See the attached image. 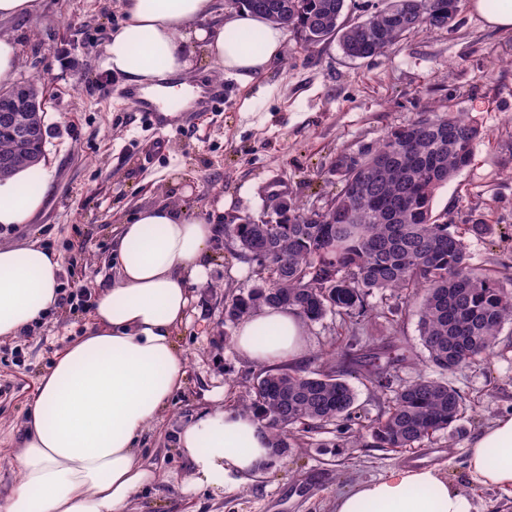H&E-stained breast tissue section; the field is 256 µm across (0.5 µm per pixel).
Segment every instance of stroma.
Wrapping results in <instances>:
<instances>
[{
  "label": "stroma",
  "mask_w": 512,
  "mask_h": 512,
  "mask_svg": "<svg viewBox=\"0 0 512 512\" xmlns=\"http://www.w3.org/2000/svg\"><path fill=\"white\" fill-rule=\"evenodd\" d=\"M470 2L460 0L448 29L410 37L373 59L349 60L333 40L307 51L286 39L282 59L253 82L218 75L223 100L195 113L190 126L159 135L128 103L123 79L107 76L102 65L104 45L124 19L121 0H39L32 15L0 21V32L19 43L17 81L37 80L44 91L50 178L42 210L5 233V241L53 249L63 288L87 295L111 283L112 240L137 208L172 202L210 223L231 215L272 222L273 179L287 184L285 200L320 206L339 189L330 171L337 151L375 141L434 104L468 116L483 135L470 164L437 191L433 211L451 213L471 264L512 277V32L487 27ZM159 136L164 152L144 162V150ZM476 221L488 224L490 234L470 233ZM252 269L227 236L216 240L208 281L195 286V311L174 338L187 357L185 384L145 437L143 452L159 478L137 494L131 512H336L340 494L417 455L462 488L471 512H512V493L480 484L466 466L469 443L512 413V324L504 326L490 363L440 373L467 410L419 446L341 448L336 433L315 434L240 487L187 490L192 464L175 446L177 432L214 409L219 391L242 395L259 371L235 351L236 328L224 323L226 300L251 288ZM88 313V305L63 301L27 335L0 342L1 490L15 479L13 436L36 381L55 353L81 336ZM392 332L423 356L416 313L397 328L381 316L357 323L329 315L308 325L304 365L330 355L353 386L357 409L376 415L387 409L388 396L363 384L342 350L348 339Z\"/></svg>",
  "instance_id": "35a3bbf8"
}]
</instances>
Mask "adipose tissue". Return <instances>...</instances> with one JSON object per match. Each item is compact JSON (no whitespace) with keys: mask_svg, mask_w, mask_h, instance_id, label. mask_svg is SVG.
<instances>
[{"mask_svg":"<svg viewBox=\"0 0 512 512\" xmlns=\"http://www.w3.org/2000/svg\"><path fill=\"white\" fill-rule=\"evenodd\" d=\"M123 12L103 65L156 100L192 95L197 70L185 43L201 44L213 68L244 86L283 55L277 26L244 8L214 22L216 0H123ZM249 32L260 33L259 45L243 41ZM47 178L38 167L0 181V230L40 212ZM221 231L174 204L142 208L123 223L112 242V282L95 290L84 334L38 379L12 457L19 480L0 496V512H129L152 483L142 439L184 383L186 360L173 337ZM59 273L58 255L40 243L0 242V340L54 311ZM233 346L258 364L297 362L307 352L306 326L292 310L262 308L240 321ZM176 446L193 465L192 490L237 485L269 458L260 423L231 401L186 423ZM466 463L481 484L512 491V414L474 438ZM336 512H470V502L435 470L397 467L342 493Z\"/></svg>","mask_w":512,"mask_h":512,"instance_id":"ef3b65f1","label":"adipose tissue"}]
</instances>
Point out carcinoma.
Here are the masks:
<instances>
[{
    "mask_svg": "<svg viewBox=\"0 0 512 512\" xmlns=\"http://www.w3.org/2000/svg\"><path fill=\"white\" fill-rule=\"evenodd\" d=\"M291 34L305 50L337 40L353 60L372 59L412 35L446 29L459 0H381L363 16L347 0H230ZM46 109L29 113L26 150L16 151L17 129L0 122V179L40 164ZM481 129L460 112L429 110L389 130L374 143L336 154L332 172L340 190L323 213L273 204L280 221L224 225L254 268L251 288L224 304V322L236 324L262 307L289 308L307 323L328 314L364 318L390 314L397 325L419 301L426 362L442 372L491 362L505 324L512 322V289L470 263L448 214L433 213L439 188L470 162ZM391 298L392 306L368 298ZM409 356L398 337L372 347L361 368L375 391L390 392L388 409L374 418L357 411L347 379L325 360L312 369L265 367L242 399L270 440L271 467L308 435L332 427L350 432L352 448H413L463 418L462 395L419 372L393 374Z\"/></svg>",
    "mask_w": 512,
    "mask_h": 512,
    "instance_id": "carcinoma-1",
    "label": "carcinoma"
}]
</instances>
